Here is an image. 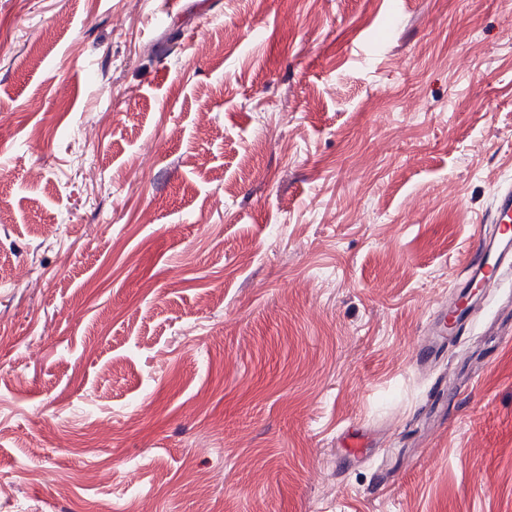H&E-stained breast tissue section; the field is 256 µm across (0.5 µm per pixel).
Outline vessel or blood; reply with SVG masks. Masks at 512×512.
<instances>
[{"label":"vessel or blood","instance_id":"1","mask_svg":"<svg viewBox=\"0 0 512 512\" xmlns=\"http://www.w3.org/2000/svg\"><path fill=\"white\" fill-rule=\"evenodd\" d=\"M511 261L512 185H508L498 191L489 222L479 229L478 246L455 283L449 306L428 324L427 333L436 344H443L445 336L463 328L473 289L486 290L498 285Z\"/></svg>","mask_w":512,"mask_h":512}]
</instances>
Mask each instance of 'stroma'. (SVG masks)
Wrapping results in <instances>:
<instances>
[{
	"label": "stroma",
	"mask_w": 512,
	"mask_h": 512,
	"mask_svg": "<svg viewBox=\"0 0 512 512\" xmlns=\"http://www.w3.org/2000/svg\"><path fill=\"white\" fill-rule=\"evenodd\" d=\"M1 139L9 512H512V0H0ZM479 227L477 248L455 282L451 304L443 306L428 324L426 333L434 336L438 349L444 345V336L460 331L466 321L475 295L472 288L487 291L498 285L506 264L512 256V185L501 188L495 198L488 221Z\"/></svg>",
	"instance_id": "1"
}]
</instances>
